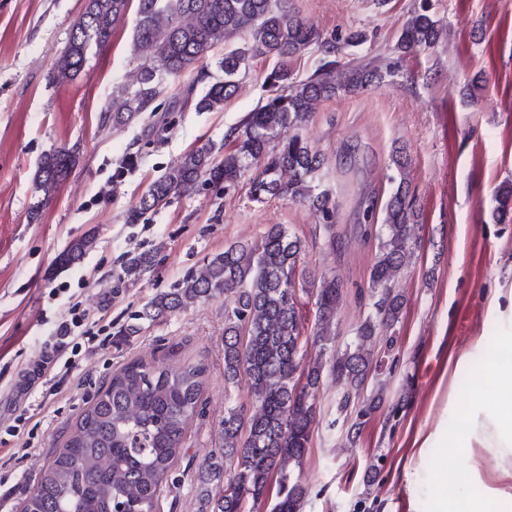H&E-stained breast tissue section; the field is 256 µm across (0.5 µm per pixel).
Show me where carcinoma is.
<instances>
[{
  "instance_id": "obj_1",
  "label": "carcinoma",
  "mask_w": 512,
  "mask_h": 512,
  "mask_svg": "<svg viewBox=\"0 0 512 512\" xmlns=\"http://www.w3.org/2000/svg\"><path fill=\"white\" fill-rule=\"evenodd\" d=\"M130 0H88L73 25L68 44L55 63L52 80L73 81L92 50L105 47L124 18ZM133 54L141 59L132 86L112 98L108 119L114 126L153 112V103L170 78L180 76L216 46L225 44L218 66L224 80L211 84L195 101L198 112H217L233 97L250 60L265 56L274 67L265 82L276 89L230 131L235 148L226 154L214 144L186 152L149 186L126 215L138 224L146 214L191 195L199 183L234 184L248 178L249 197L262 202L287 196L307 203L331 226L334 203L318 190L324 156L299 134L316 105L340 94H353L381 78L375 69L336 67L326 62L319 72L296 82L293 59L316 45L326 54L338 50L313 24L288 11L278 0H138ZM443 32L441 19L425 8L414 9L397 38L396 49L409 53L432 47ZM240 42L227 45L232 39ZM400 180L385 207L380 251L370 272L372 307L345 350L328 346L331 326L342 301L336 278L315 286L298 279L303 251L300 237L283 224L268 227L253 243H234L207 255L202 266L172 288L156 293L117 335L134 336L145 326L189 307L224 298V423L218 453L199 470L206 512H246L278 491L272 512H301L306 495L295 471L310 447L317 407L315 390L323 372L348 387L337 408L351 403V390L365 383L373 363L368 346L380 327L398 322L406 304L394 282L410 258L411 227L417 218L408 199L406 152L391 157ZM79 156L59 147L45 153L33 174L37 217L77 166ZM493 218L512 220V189L499 192ZM86 235L71 240L56 257L65 269L79 264L95 247ZM148 253L125 256L116 286L139 280L152 267ZM314 298L316 322L305 333L298 293ZM316 348L305 359L303 348ZM204 363L166 366L133 360L112 374L92 404L79 416L75 430L29 493L25 512H157L160 490L198 413L206 383ZM247 378L254 400L246 412L232 389ZM216 484L218 493L210 494Z\"/></svg>"
}]
</instances>
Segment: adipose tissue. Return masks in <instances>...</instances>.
<instances>
[{"instance_id": "ef3b65f1", "label": "adipose tissue", "mask_w": 512, "mask_h": 512, "mask_svg": "<svg viewBox=\"0 0 512 512\" xmlns=\"http://www.w3.org/2000/svg\"><path fill=\"white\" fill-rule=\"evenodd\" d=\"M490 368L498 381V391L491 402L493 416L479 426L476 440L494 456L512 459V362L492 359Z\"/></svg>"}]
</instances>
